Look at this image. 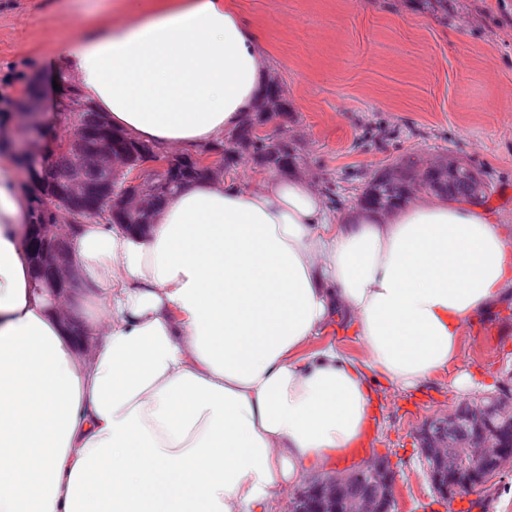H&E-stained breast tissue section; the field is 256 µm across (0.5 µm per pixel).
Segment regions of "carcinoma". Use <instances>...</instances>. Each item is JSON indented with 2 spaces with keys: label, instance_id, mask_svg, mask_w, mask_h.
<instances>
[{
  "label": "carcinoma",
  "instance_id": "cac0c4a2",
  "mask_svg": "<svg viewBox=\"0 0 512 512\" xmlns=\"http://www.w3.org/2000/svg\"><path fill=\"white\" fill-rule=\"evenodd\" d=\"M70 91V108L58 113L62 131L58 132V138L52 145L45 147L49 154L56 156L55 163H63L72 150L78 148L89 152L105 140L111 142L113 150L129 156L140 148H149V145L120 131L92 134L77 146L71 144L68 137L71 128L87 124L89 112L81 108L86 100L80 90L72 85ZM286 114L288 100L285 90L278 81L272 80L254 117L226 141L201 147L196 151L198 161L215 156L228 171L247 156L269 171L285 173L294 170L299 154L288 140V130L282 129L276 134L259 132V128L272 117ZM127 178L128 173L123 171H91L83 178L85 190L78 191L70 201L56 190L41 192L35 188L28 189L32 197L31 232L47 231L58 225L74 231L84 224L122 223L121 218L112 217L100 205L96 194L108 184L123 188ZM186 181V176L175 174L167 176L164 183L158 185L154 174L148 172L142 178L140 189L157 210ZM417 194L483 202L487 198L486 174L458 157L427 165L419 154L407 153L370 177L360 202L366 207L384 210ZM420 433L445 456L446 465L440 474L446 477H455L457 467L482 456L486 449H493L498 464L495 473L484 478L483 483L486 484L512 467V394L503 391L472 401L456 411L453 421L446 417L428 420ZM391 475L393 470L386 459L346 475L317 478L293 499L291 512H392L395 500L392 484L388 481Z\"/></svg>",
  "mask_w": 512,
  "mask_h": 512
}]
</instances>
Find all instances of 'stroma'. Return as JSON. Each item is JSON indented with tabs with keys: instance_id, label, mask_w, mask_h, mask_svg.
<instances>
[{
	"instance_id": "35a3bbf8",
	"label": "stroma",
	"mask_w": 512,
	"mask_h": 512,
	"mask_svg": "<svg viewBox=\"0 0 512 512\" xmlns=\"http://www.w3.org/2000/svg\"><path fill=\"white\" fill-rule=\"evenodd\" d=\"M286 91L280 122L299 148L296 171L329 208L358 207L371 174L408 152L454 155L487 175V204L512 223V0H448V18L418 0H233ZM110 0H0V82L20 78L14 97L38 89L44 118L58 89L45 63L52 46L104 19ZM470 375L472 384L456 380ZM383 398L375 454L395 475L394 512H448L432 490L417 435L428 419L473 398L512 388V299L471 325L447 370L412 389L377 372ZM468 512H512V472L464 494Z\"/></svg>"
}]
</instances>
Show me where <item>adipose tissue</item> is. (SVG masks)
I'll return each mask as SVG.
<instances>
[{
    "label": "adipose tissue",
    "mask_w": 512,
    "mask_h": 512,
    "mask_svg": "<svg viewBox=\"0 0 512 512\" xmlns=\"http://www.w3.org/2000/svg\"><path fill=\"white\" fill-rule=\"evenodd\" d=\"M140 2L52 65L158 150L239 128L266 61L231 0ZM29 220L0 166V512H272L359 446L368 370L427 381L512 297V229L476 202L336 217L301 177L198 179L147 232L84 225L62 300L34 287ZM339 320L362 359L312 350Z\"/></svg>",
    "instance_id": "adipose-tissue-1"
}]
</instances>
